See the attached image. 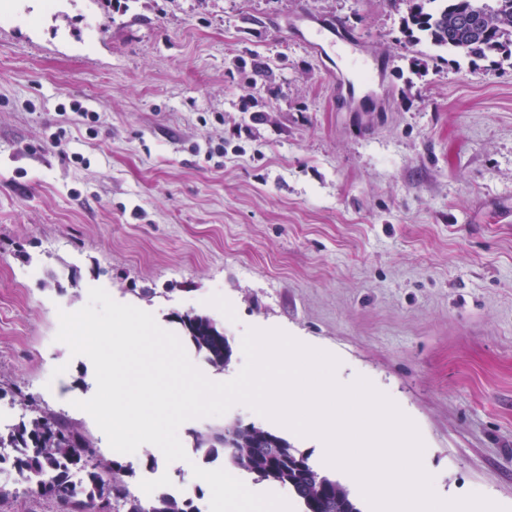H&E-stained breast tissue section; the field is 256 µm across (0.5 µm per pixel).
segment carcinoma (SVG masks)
I'll use <instances>...</instances> for the list:
<instances>
[{"label": "carcinoma", "mask_w": 512, "mask_h": 512, "mask_svg": "<svg viewBox=\"0 0 512 512\" xmlns=\"http://www.w3.org/2000/svg\"><path fill=\"white\" fill-rule=\"evenodd\" d=\"M401 1L407 5L403 27L409 42L462 54L474 68L489 56L512 58V0H389L393 5ZM180 324L213 366L231 360L224 332L209 317L188 313L180 317ZM11 396L24 415L0 433V461H12L26 475L28 496L61 502L75 488V505L84 512H189L187 505L164 493L144 506L130 491L128 469L98 458L92 440L75 422L43 409L20 391H11ZM192 435L202 458L222 457L257 482L291 489L304 512H361L344 485L314 469L293 445L274 449L277 434L268 429L254 425L246 436L230 421ZM75 470L82 472L77 481L72 480Z\"/></svg>", "instance_id": "cac0c4a2"}]
</instances>
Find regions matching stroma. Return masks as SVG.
<instances>
[{"mask_svg": "<svg viewBox=\"0 0 512 512\" xmlns=\"http://www.w3.org/2000/svg\"><path fill=\"white\" fill-rule=\"evenodd\" d=\"M114 1L0 0V386L110 459L59 311L100 287L173 333L208 316L230 363L187 355L215 382L247 329H280L417 425L436 495L512 512V65L407 43L386 0ZM330 22L359 35L365 84L309 45ZM226 417L290 439L369 512L318 443L241 404ZM146 476L194 478L150 444L131 486Z\"/></svg>", "mask_w": 512, "mask_h": 512, "instance_id": "obj_1", "label": "stroma"}]
</instances>
